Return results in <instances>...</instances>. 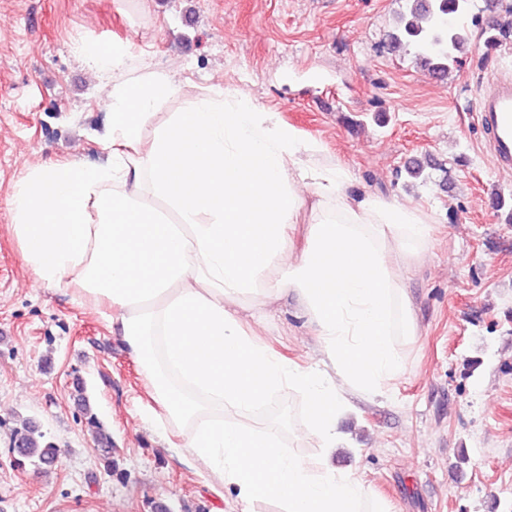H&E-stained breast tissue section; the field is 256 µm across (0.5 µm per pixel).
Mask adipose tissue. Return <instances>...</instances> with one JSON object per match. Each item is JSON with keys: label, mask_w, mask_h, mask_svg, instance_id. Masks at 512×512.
<instances>
[{"label": "adipose tissue", "mask_w": 512, "mask_h": 512, "mask_svg": "<svg viewBox=\"0 0 512 512\" xmlns=\"http://www.w3.org/2000/svg\"><path fill=\"white\" fill-rule=\"evenodd\" d=\"M74 52L96 75L115 74L107 100L108 160L30 166L9 198L21 259L43 284L73 283L112 309V325L141 363L164 412L183 432V458L280 512H387L364 480L329 461L349 394L370 395L403 371L400 340L419 324L405 274L432 246L423 210L358 189L321 142L232 87L140 129L180 93L174 74L118 80L128 44ZM307 221L302 250L290 225ZM294 294L321 343L320 365L273 352L241 325ZM303 397L299 434L313 463L253 421L283 389Z\"/></svg>", "instance_id": "1"}]
</instances>
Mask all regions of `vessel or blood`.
<instances>
[{
  "label": "vessel or blood",
  "instance_id": "b4317fda",
  "mask_svg": "<svg viewBox=\"0 0 512 512\" xmlns=\"http://www.w3.org/2000/svg\"><path fill=\"white\" fill-rule=\"evenodd\" d=\"M476 121L486 137L493 166L512 170V72L491 77L480 91Z\"/></svg>",
  "mask_w": 512,
  "mask_h": 512
}]
</instances>
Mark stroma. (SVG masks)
Here are the masks:
<instances>
[{
	"mask_svg": "<svg viewBox=\"0 0 512 512\" xmlns=\"http://www.w3.org/2000/svg\"><path fill=\"white\" fill-rule=\"evenodd\" d=\"M406 0H0V512H279L220 496L159 437L152 393L109 308L77 286L39 284L10 232L8 198L26 167L104 162L108 101L72 52L86 38L128 43V72L174 71L180 111L222 85L243 90L321 141L360 189L424 209L432 247L407 282L420 332L384 395L356 396L334 462L391 512H512V224L489 207L512 194L475 118L481 79L512 65V44L472 41L445 80L413 51H391ZM435 165L427 183L404 173ZM295 297L256 331L314 364L321 348ZM112 437L107 471L78 405ZM33 422L59 450L47 470L17 467L14 432Z\"/></svg>",
	"mask_w": 512,
	"mask_h": 512,
	"instance_id": "stroma-1",
	"label": "stroma"
}]
</instances>
